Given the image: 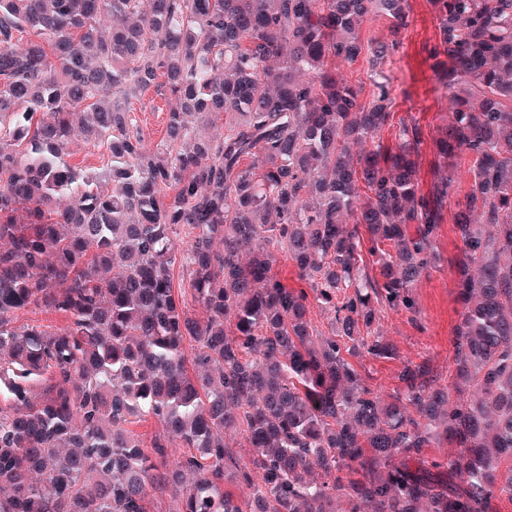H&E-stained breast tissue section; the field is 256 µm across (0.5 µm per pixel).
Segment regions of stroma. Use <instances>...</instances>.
<instances>
[{
    "label": "stroma",
    "mask_w": 512,
    "mask_h": 512,
    "mask_svg": "<svg viewBox=\"0 0 512 512\" xmlns=\"http://www.w3.org/2000/svg\"><path fill=\"white\" fill-rule=\"evenodd\" d=\"M407 10L410 23L402 32L398 52L389 58L386 68L396 87L392 107L395 118H414L424 132L418 181L425 191L438 176L433 140L448 120V95L439 86L433 69L431 51L436 43L437 28L432 2L408 0ZM132 106L148 143H159L164 135L168 108L165 92L149 91L133 100ZM454 211V205H447V219L435 241L440 261L416 288L418 322H411L404 313L388 312L380 317L379 329L396 346L398 359L378 361L366 357L361 361L370 384L383 392H390L397 386L398 373L407 361L426 365L445 380L453 371L456 327L461 312L454 276V268L461 257V243L450 220Z\"/></svg>",
    "instance_id": "1"
}]
</instances>
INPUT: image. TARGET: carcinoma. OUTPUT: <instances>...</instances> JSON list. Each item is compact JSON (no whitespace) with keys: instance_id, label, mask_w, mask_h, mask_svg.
<instances>
[{"instance_id":"cac0c4a2","label":"carcinoma","mask_w":512,"mask_h":512,"mask_svg":"<svg viewBox=\"0 0 512 512\" xmlns=\"http://www.w3.org/2000/svg\"><path fill=\"white\" fill-rule=\"evenodd\" d=\"M406 3L0 0V512H151L167 491L175 512L512 501V0H432L448 122L425 193L419 124L381 140ZM371 14L384 45L361 37ZM361 55L368 98L341 69ZM158 87L152 147L130 101ZM77 117L106 170L63 159ZM466 174L454 384L407 364L385 393L353 360L397 356L375 324L417 321ZM29 308L65 323L16 325ZM150 418L147 444L129 425Z\"/></svg>"}]
</instances>
